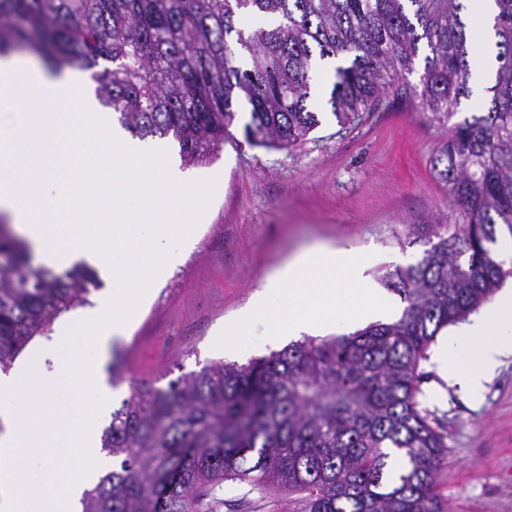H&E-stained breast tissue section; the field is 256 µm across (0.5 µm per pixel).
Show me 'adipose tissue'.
Listing matches in <instances>:
<instances>
[{
	"label": "adipose tissue",
	"mask_w": 512,
	"mask_h": 512,
	"mask_svg": "<svg viewBox=\"0 0 512 512\" xmlns=\"http://www.w3.org/2000/svg\"><path fill=\"white\" fill-rule=\"evenodd\" d=\"M365 265L350 249L314 246L297 254L258 283L251 315L265 308L266 298L288 285L287 324L278 336H299L332 328L342 316L359 318L396 314V306L377 298L364 275ZM512 356V290L502 293L479 316L453 328L439 345L437 360L443 376L470 395H478L501 365Z\"/></svg>",
	"instance_id": "1"
}]
</instances>
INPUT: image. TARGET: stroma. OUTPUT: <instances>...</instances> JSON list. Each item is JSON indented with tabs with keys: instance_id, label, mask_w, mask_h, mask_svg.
<instances>
[{
	"instance_id": "1",
	"label": "stroma",
	"mask_w": 512,
	"mask_h": 512,
	"mask_svg": "<svg viewBox=\"0 0 512 512\" xmlns=\"http://www.w3.org/2000/svg\"><path fill=\"white\" fill-rule=\"evenodd\" d=\"M334 75L321 64L311 81L319 125L290 149L251 145L250 114L237 105L230 136L190 177L219 174L221 186L194 228L192 252L155 289L127 336L113 342L109 359L121 379L111 385L118 409L134 382L173 380L210 362L245 364L288 345L272 325L288 314V290L268 297L265 313L241 336H224L250 303L255 285L292 256L328 245L357 252L375 288L380 267L419 262L420 231L451 224L457 213L435 168L449 128L422 110L420 72L395 79L378 110L348 125L330 115ZM428 349L419 371L418 399L447 449L437 492L448 512H512V356L504 358L480 400L461 394L436 369ZM280 491L248 492L224 484L222 512H294Z\"/></svg>"
}]
</instances>
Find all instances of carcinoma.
Masks as SVG:
<instances>
[{
  "label": "carcinoma",
  "instance_id": "1",
  "mask_svg": "<svg viewBox=\"0 0 512 512\" xmlns=\"http://www.w3.org/2000/svg\"><path fill=\"white\" fill-rule=\"evenodd\" d=\"M466 0H0V56L26 48L52 70L91 72L96 96L135 137H172L188 165L230 135L288 149L319 125L314 59L343 56L329 104L341 125L412 72L426 41L420 105L451 118L470 97ZM499 66L488 107L452 125L438 162L460 208L414 265L382 281L402 317L349 336L295 341L248 364L212 362L164 387L133 382L101 436L112 471L83 512H218L224 482L282 489L297 512H447L436 493L445 437L419 407L420 362L439 330L473 311L506 272L512 236V0H493ZM266 23L249 32L236 19ZM106 65H100V62ZM97 272L32 262L0 220V370L60 313L88 303Z\"/></svg>",
  "mask_w": 512,
  "mask_h": 512
}]
</instances>
